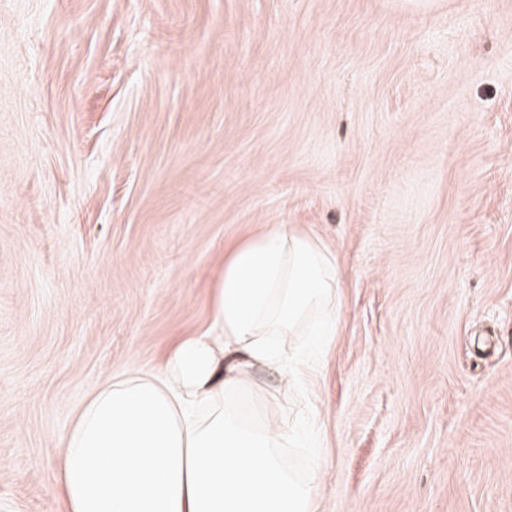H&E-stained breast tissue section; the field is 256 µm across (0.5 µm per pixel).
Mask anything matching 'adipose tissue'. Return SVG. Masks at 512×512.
<instances>
[{
	"label": "adipose tissue",
	"mask_w": 512,
	"mask_h": 512,
	"mask_svg": "<svg viewBox=\"0 0 512 512\" xmlns=\"http://www.w3.org/2000/svg\"><path fill=\"white\" fill-rule=\"evenodd\" d=\"M339 269L319 241L275 224L224 256L211 329L181 338L160 369L108 377L64 437V512H317L316 477L282 450L288 401L255 421L234 402L258 370L300 389L309 359L336 333ZM311 340L291 343L300 326Z\"/></svg>",
	"instance_id": "adipose-tissue-1"
}]
</instances>
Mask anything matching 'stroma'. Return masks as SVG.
Listing matches in <instances>:
<instances>
[{
  "instance_id": "obj_1",
  "label": "stroma",
  "mask_w": 512,
  "mask_h": 512,
  "mask_svg": "<svg viewBox=\"0 0 512 512\" xmlns=\"http://www.w3.org/2000/svg\"><path fill=\"white\" fill-rule=\"evenodd\" d=\"M272 224L340 269L319 512H512V0H0V512Z\"/></svg>"
}]
</instances>
